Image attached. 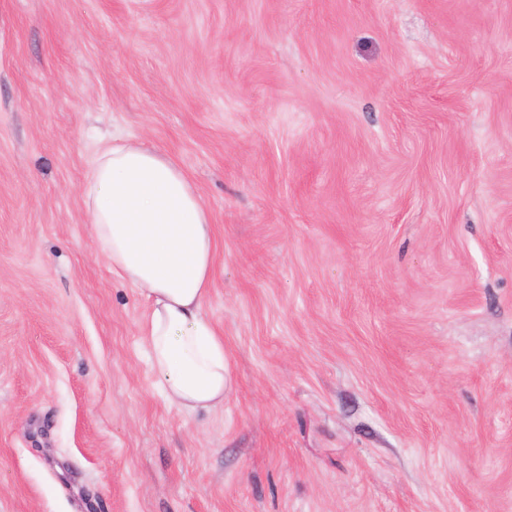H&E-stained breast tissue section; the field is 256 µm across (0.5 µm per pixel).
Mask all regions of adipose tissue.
Returning <instances> with one entry per match:
<instances>
[{
    "label": "adipose tissue",
    "mask_w": 512,
    "mask_h": 512,
    "mask_svg": "<svg viewBox=\"0 0 512 512\" xmlns=\"http://www.w3.org/2000/svg\"><path fill=\"white\" fill-rule=\"evenodd\" d=\"M83 201L98 252L150 302L141 332L164 397L178 408L224 403V335L205 312L213 282L210 213L169 157L131 140L101 145Z\"/></svg>",
    "instance_id": "obj_1"
}]
</instances>
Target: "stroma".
Returning <instances> with one entry per match:
<instances>
[{"instance_id": "stroma-1", "label": "stroma", "mask_w": 512, "mask_h": 512, "mask_svg": "<svg viewBox=\"0 0 512 512\" xmlns=\"http://www.w3.org/2000/svg\"><path fill=\"white\" fill-rule=\"evenodd\" d=\"M115 135L211 213L215 411L95 250ZM0 512H512V0H0Z\"/></svg>"}]
</instances>
